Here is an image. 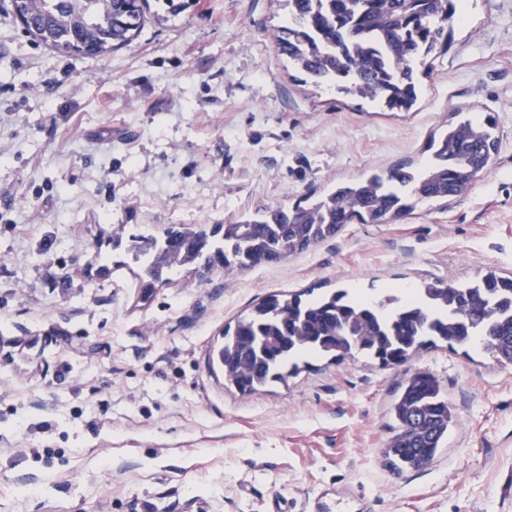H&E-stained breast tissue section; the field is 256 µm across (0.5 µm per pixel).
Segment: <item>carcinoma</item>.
Listing matches in <instances>:
<instances>
[{"label": "carcinoma", "instance_id": "carcinoma-1", "mask_svg": "<svg viewBox=\"0 0 512 512\" xmlns=\"http://www.w3.org/2000/svg\"><path fill=\"white\" fill-rule=\"evenodd\" d=\"M461 0H287L286 24L273 47L316 85L408 110L421 76L448 55L460 23ZM146 0H11L16 17L31 18V35L70 52L94 43L98 55L122 48L145 21ZM499 146L495 117L462 115L431 138L419 173L397 166L336 185L325 198L257 211L239 224H222V238L200 224L169 228L163 237L134 235L132 249L145 270L169 280L185 265L226 273L279 263L336 237L348 224H386L407 218L423 201L465 194L493 170ZM433 337L448 345L477 344L512 365V277L494 271L470 282L436 280L406 299L359 300L338 288L315 300L272 294L224 332L219 360L224 380L243 393L281 377L302 351L361 354L384 366L408 362ZM396 423L383 449L398 469L432 464L455 416L439 380L407 373L391 407Z\"/></svg>", "mask_w": 512, "mask_h": 512}]
</instances>
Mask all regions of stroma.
<instances>
[{
  "mask_svg": "<svg viewBox=\"0 0 512 512\" xmlns=\"http://www.w3.org/2000/svg\"><path fill=\"white\" fill-rule=\"evenodd\" d=\"M285 0H194L103 57L60 54L0 0V512H288L332 483L376 512H512V365L422 349L459 422L435 462L383 455L401 367L298 358L264 391L212 356L268 294L375 296L512 274V0H467L417 105L293 80ZM489 112L493 172L395 224H350L284 262L179 271L142 299L130 233L221 224L427 162L452 112Z\"/></svg>",
  "mask_w": 512,
  "mask_h": 512,
  "instance_id": "1",
  "label": "stroma"
}]
</instances>
